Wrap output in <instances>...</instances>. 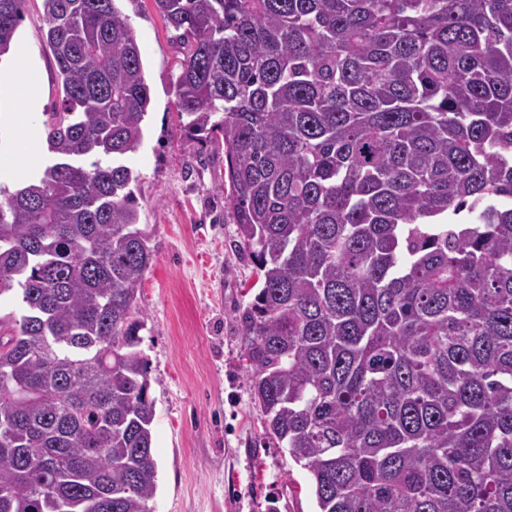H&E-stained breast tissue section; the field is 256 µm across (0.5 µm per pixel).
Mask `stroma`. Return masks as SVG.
I'll return each instance as SVG.
<instances>
[{
  "instance_id": "1",
  "label": "stroma",
  "mask_w": 512,
  "mask_h": 512,
  "mask_svg": "<svg viewBox=\"0 0 512 512\" xmlns=\"http://www.w3.org/2000/svg\"><path fill=\"white\" fill-rule=\"evenodd\" d=\"M141 51L151 103L144 138L126 163L138 222L154 251L140 293L141 350L155 403L156 493L151 512H314L306 470L264 433L246 370L238 313L257 277L226 200L224 146L187 137L174 106L176 31L152 0H116ZM42 0H27L15 41L38 72L41 109L64 93L43 30Z\"/></svg>"
}]
</instances>
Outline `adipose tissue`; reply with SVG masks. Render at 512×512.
Returning a JSON list of instances; mask_svg holds the SVG:
<instances>
[{"instance_id": "1", "label": "adipose tissue", "mask_w": 512, "mask_h": 512, "mask_svg": "<svg viewBox=\"0 0 512 512\" xmlns=\"http://www.w3.org/2000/svg\"><path fill=\"white\" fill-rule=\"evenodd\" d=\"M0 80L22 96V110L14 120V136L7 149H0V167L7 168L17 177L39 174L48 164L50 153L41 138L34 120L40 109L37 75L25 51H18L10 70Z\"/></svg>"}]
</instances>
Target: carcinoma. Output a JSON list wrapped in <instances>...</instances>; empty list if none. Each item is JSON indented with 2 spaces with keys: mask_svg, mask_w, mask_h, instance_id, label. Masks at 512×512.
<instances>
[{
  "mask_svg": "<svg viewBox=\"0 0 512 512\" xmlns=\"http://www.w3.org/2000/svg\"><path fill=\"white\" fill-rule=\"evenodd\" d=\"M54 161L0 189V512H150L124 163L151 98L115 0H42ZM25 0H0V58ZM223 139L264 429L316 512H512V0H154Z\"/></svg>",
  "mask_w": 512,
  "mask_h": 512,
  "instance_id": "carcinoma-1",
  "label": "carcinoma"
}]
</instances>
